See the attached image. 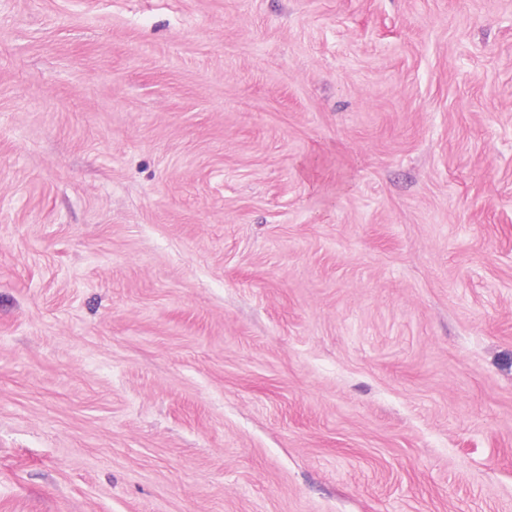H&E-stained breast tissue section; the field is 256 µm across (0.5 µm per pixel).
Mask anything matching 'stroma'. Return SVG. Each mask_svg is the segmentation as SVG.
Masks as SVG:
<instances>
[{"mask_svg":"<svg viewBox=\"0 0 512 512\" xmlns=\"http://www.w3.org/2000/svg\"><path fill=\"white\" fill-rule=\"evenodd\" d=\"M0 512H512V0H0Z\"/></svg>","mask_w":512,"mask_h":512,"instance_id":"1","label":"stroma"}]
</instances>
